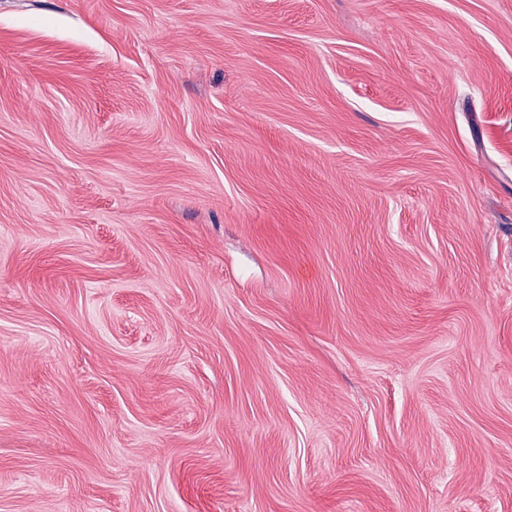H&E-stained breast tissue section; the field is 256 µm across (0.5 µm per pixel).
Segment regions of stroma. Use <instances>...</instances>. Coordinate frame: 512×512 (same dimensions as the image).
<instances>
[{
  "mask_svg": "<svg viewBox=\"0 0 512 512\" xmlns=\"http://www.w3.org/2000/svg\"><path fill=\"white\" fill-rule=\"evenodd\" d=\"M0 512H512V0H0Z\"/></svg>",
  "mask_w": 512,
  "mask_h": 512,
  "instance_id": "1",
  "label": "stroma"
}]
</instances>
